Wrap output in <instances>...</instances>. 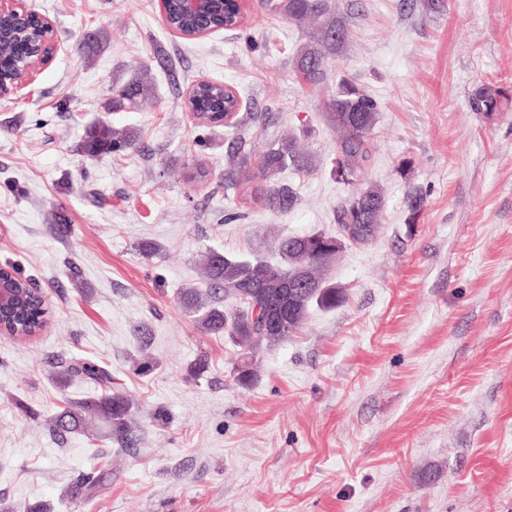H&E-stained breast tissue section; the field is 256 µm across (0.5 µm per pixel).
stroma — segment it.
<instances>
[{
    "label": "stroma",
    "mask_w": 512,
    "mask_h": 512,
    "mask_svg": "<svg viewBox=\"0 0 512 512\" xmlns=\"http://www.w3.org/2000/svg\"><path fill=\"white\" fill-rule=\"evenodd\" d=\"M326 4L350 30L331 79L383 106L369 178L385 220L326 273L345 302L312 309L246 389L238 348L200 333L178 298L202 287L206 248L274 262L277 238L336 230L350 189L329 175L330 91L294 67L304 33L258 0L242 31L199 38L169 30L157 0H33L63 50L0 100V264L35 279L52 317L34 338L0 335V512H512V111L469 107L481 85L512 91V0ZM136 76L153 97L107 111ZM204 79L239 92L253 154L310 127L307 172L284 174L299 197L288 213L225 189L224 130L185 107ZM96 121L133 128L137 149L88 158ZM194 162L202 181L186 178ZM230 208L244 220L225 223ZM142 241L159 255L139 256ZM144 352L155 367L139 375ZM73 359L108 364L132 395L131 446L50 432L67 401L101 393L60 383ZM92 471L107 475L94 499L65 507Z\"/></svg>",
    "instance_id": "1"
}]
</instances>
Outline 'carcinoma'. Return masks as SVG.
I'll return each mask as SVG.
<instances>
[{
    "mask_svg": "<svg viewBox=\"0 0 512 512\" xmlns=\"http://www.w3.org/2000/svg\"><path fill=\"white\" fill-rule=\"evenodd\" d=\"M264 6L288 17L297 26L319 22L318 33L305 43L295 60L303 79L313 85L326 82L329 76V56L337 51L349 36L348 27L338 19H323L327 12L325 0H264ZM168 19L175 27L193 31L199 21L182 16L178 0H169ZM244 12L235 0H226L224 9L216 12L208 26L216 30H237L243 26ZM24 50L7 43L0 48V67L13 71L25 64ZM153 93L146 80H134L112 89V107H133L137 101ZM240 101L237 92H228L219 85L200 84L191 100L193 108L214 116L216 122L207 128L221 126L218 122L224 108H232ZM469 106L473 112H504L512 106V95L501 87L485 84L472 95ZM381 102L353 81L342 79L336 92L327 100L326 118L340 130L336 143L339 164L350 175L349 185H357L356 192L346 196L336 207L334 220L336 234L314 233L299 243L291 236L277 239L279 261L272 263L250 260L225 254L215 248L207 249L199 259L206 293L185 288L180 293L181 307L194 318V324L204 335L225 334L240 349L241 364L236 368V382L249 386L256 377L255 364L261 353L288 342L296 335L308 316L312 305L333 309L345 301L341 287L327 281L324 271L342 250L341 233L347 224H370L377 228L383 219L385 196L382 189L368 180L372 139ZM138 141L133 131L119 129L104 121L87 126L81 141V151L91 157L120 154L133 150ZM243 138L237 135L228 149V167L224 182L235 184L242 180L255 184V196L264 201L269 210L285 214L296 203L294 189L282 182L279 175L293 166L304 168V155L298 149L297 139L286 137L276 147L268 148L258 165L250 167L248 157L240 154ZM4 274L13 287L12 304L0 310V323L13 337L30 338L47 325L48 304L40 295V288L30 278L22 276L17 267L4 262ZM301 279L314 287L288 292V285ZM232 297L235 304L224 306V299ZM272 314L275 326H263V316ZM65 378L82 377L94 381L101 395L69 406L49 420L52 432L61 439L71 435H87L88 419L97 418L110 427L108 439L122 447L131 443L133 401L124 390L112 387V374L104 367L76 360L61 372ZM101 477L80 473L71 485V498L84 494L91 501Z\"/></svg>",
    "mask_w": 512,
    "mask_h": 512,
    "instance_id": "cac0c4a2",
    "label": "carcinoma"
}]
</instances>
